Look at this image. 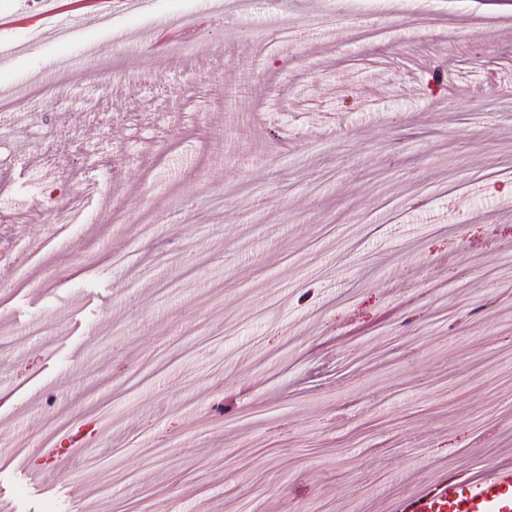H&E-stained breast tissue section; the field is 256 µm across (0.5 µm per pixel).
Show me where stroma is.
Here are the masks:
<instances>
[{
    "mask_svg": "<svg viewBox=\"0 0 512 512\" xmlns=\"http://www.w3.org/2000/svg\"><path fill=\"white\" fill-rule=\"evenodd\" d=\"M205 11L224 34L193 55L126 44ZM2 86L31 102L0 116V244L47 222L62 164L81 194L26 280L0 257L12 512H357L436 465L512 463L504 0H152L15 30ZM61 415L109 430L45 486L16 461Z\"/></svg>",
    "mask_w": 512,
    "mask_h": 512,
    "instance_id": "1",
    "label": "stroma"
}]
</instances>
